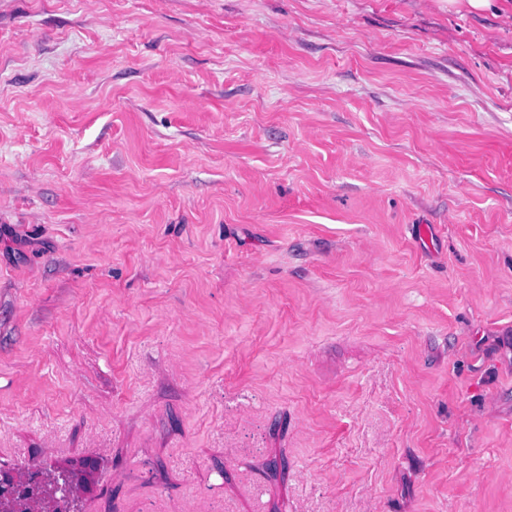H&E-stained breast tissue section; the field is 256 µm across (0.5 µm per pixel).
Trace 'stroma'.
<instances>
[{
  "label": "stroma",
  "instance_id": "stroma-1",
  "mask_svg": "<svg viewBox=\"0 0 512 512\" xmlns=\"http://www.w3.org/2000/svg\"><path fill=\"white\" fill-rule=\"evenodd\" d=\"M77 512H512V28L448 0H0V471ZM55 471H64V474L49 476L43 485L42 497L46 504L52 510V504L58 499L57 493H60L59 498H68L73 495L75 490L76 477L70 470L53 469Z\"/></svg>",
  "mask_w": 512,
  "mask_h": 512
}]
</instances>
